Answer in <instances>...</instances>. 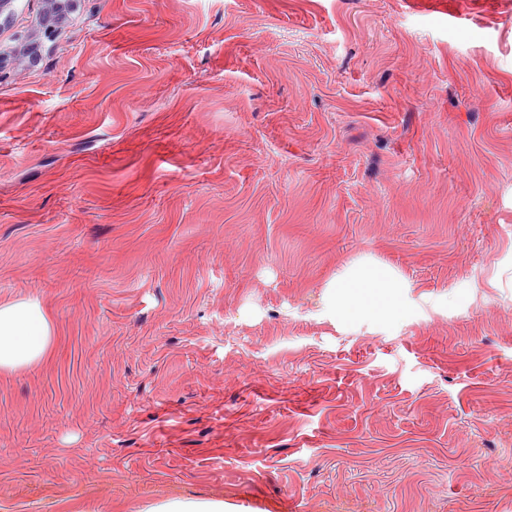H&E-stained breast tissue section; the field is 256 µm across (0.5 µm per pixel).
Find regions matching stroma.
Returning <instances> with one entry per match:
<instances>
[{"mask_svg":"<svg viewBox=\"0 0 512 512\" xmlns=\"http://www.w3.org/2000/svg\"><path fill=\"white\" fill-rule=\"evenodd\" d=\"M0 72V512H512V0H77ZM363 259L408 281L331 322ZM409 284L400 274L389 267L371 262L350 266L330 281L326 288L325 312L340 321L368 319L385 322L394 311L397 288H408ZM362 297L368 303L361 302ZM52 326L32 299L0 305V373L43 363L52 346ZM224 509L222 500L193 501L173 498L151 507L148 512H224Z\"/></svg>","mask_w":512,"mask_h":512,"instance_id":"35a3bbf8","label":"stroma"}]
</instances>
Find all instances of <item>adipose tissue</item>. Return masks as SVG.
<instances>
[{
    "label": "adipose tissue",
    "instance_id": "obj_1",
    "mask_svg": "<svg viewBox=\"0 0 512 512\" xmlns=\"http://www.w3.org/2000/svg\"><path fill=\"white\" fill-rule=\"evenodd\" d=\"M408 282L395 270L370 262L350 266L327 285L325 312L340 321L388 320L398 289ZM52 326L32 299L0 305V373L44 362L52 346Z\"/></svg>",
    "mask_w": 512,
    "mask_h": 512
}]
</instances>
